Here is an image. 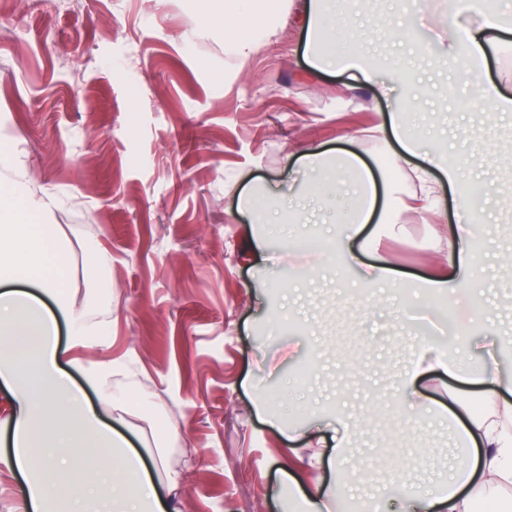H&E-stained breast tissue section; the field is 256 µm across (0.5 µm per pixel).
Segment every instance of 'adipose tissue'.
I'll return each instance as SVG.
<instances>
[{"label":"adipose tissue","mask_w":512,"mask_h":512,"mask_svg":"<svg viewBox=\"0 0 512 512\" xmlns=\"http://www.w3.org/2000/svg\"><path fill=\"white\" fill-rule=\"evenodd\" d=\"M326 3L298 0L302 29L308 39L323 43L322 51L310 56L311 68L355 71L372 83L360 63L358 42H349L343 55L333 52ZM205 21L223 27L225 43L240 60L257 51L256 40L245 33L252 25L246 0H223ZM510 34L512 25L487 12L485 0H468L448 33L449 53L463 54L474 65L478 95L493 99L502 110L512 109V99L485 83L480 66ZM342 161L361 185L350 224L337 240L343 261L364 267L366 278L395 280L397 271L388 257H381L375 267L364 266L361 259L364 250L380 248L379 241L361 236L376 210L372 172L356 154H345ZM52 205L49 197H0V387L14 420L9 451L0 464L24 478V505L30 512H169L168 495L179 487L181 474L167 472L164 483H156L124 435L86 404L82 389L65 370L72 362L71 350L93 345L100 330L70 302L59 263L64 245L43 223ZM470 247L467 224L449 225V265L427 277V288L452 294L467 269L464 259ZM62 317L72 327L65 346L58 340ZM496 344V338L489 337L482 346L465 345L453 355L427 347L414 360L413 374L438 368L466 379L471 374L468 359L478 354L483 363L482 407L469 411L464 420L454 413L448 416L463 447L477 449L475 465L461 466L442 490L406 492L402 512H472L476 498L512 479V379L502 380L497 373Z\"/></svg>","instance_id":"ef3b65f1"}]
</instances>
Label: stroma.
I'll return each instance as SVG.
<instances>
[{
    "mask_svg": "<svg viewBox=\"0 0 512 512\" xmlns=\"http://www.w3.org/2000/svg\"><path fill=\"white\" fill-rule=\"evenodd\" d=\"M216 0H0V124L30 174L22 196L55 198L47 221L67 245L73 307L106 325L69 372L134 366L139 397L160 405L181 439L159 449L153 419L121 416L154 475L181 473L177 512H296L309 490L339 484L329 512H397L401 488L446 484L465 453L440 416L449 391L479 406L478 384L412 376L417 351L499 339L512 374V112L459 108L468 69L445 58V22L426 4L346 0L331 7L337 44L364 33L363 56L385 88L313 72L282 0L240 62L203 15ZM413 43L394 38L400 21ZM400 121L442 172L440 206L456 214L480 192L470 279L442 307L418 278L447 265L433 218L410 210L413 186L381 124ZM372 169L385 224L367 225L401 271L366 283L336 249L355 196L322 170L340 150ZM322 152L321 170L296 156ZM112 254L98 289L84 248Z\"/></svg>",
    "mask_w": 512,
    "mask_h": 512,
    "instance_id": "35a3bbf8",
    "label": "stroma"
}]
</instances>
